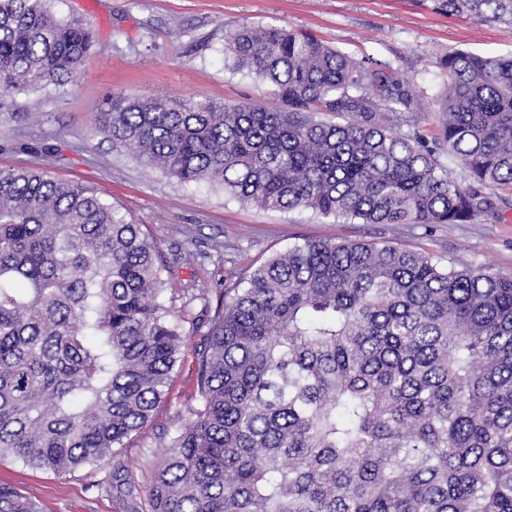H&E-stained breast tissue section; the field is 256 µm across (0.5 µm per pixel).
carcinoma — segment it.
<instances>
[{
  "instance_id": "carcinoma-1",
  "label": "carcinoma",
  "mask_w": 512,
  "mask_h": 512,
  "mask_svg": "<svg viewBox=\"0 0 512 512\" xmlns=\"http://www.w3.org/2000/svg\"><path fill=\"white\" fill-rule=\"evenodd\" d=\"M429 3L512 33V0ZM90 42L48 0H0V94L73 81ZM224 44L280 108L114 98L99 129L148 168L265 210L473 224L508 203L512 55L439 59L430 142L402 131L423 93L399 65L276 25L230 28ZM164 272L103 193L0 170V456L66 474L147 425L187 341ZM221 306L198 353L201 408L154 471L153 512H512V274L306 240Z\"/></svg>"
}]
</instances>
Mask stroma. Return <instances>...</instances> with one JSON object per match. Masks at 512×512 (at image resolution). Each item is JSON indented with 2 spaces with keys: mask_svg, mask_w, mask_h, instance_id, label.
<instances>
[{
  "mask_svg": "<svg viewBox=\"0 0 512 512\" xmlns=\"http://www.w3.org/2000/svg\"><path fill=\"white\" fill-rule=\"evenodd\" d=\"M59 19H78L93 46L74 85L14 93L0 112V170L39 168L105 194L157 242L170 265L164 300L189 338L151 421L103 461L64 475L0 457V512H152L157 462L199 407L197 353L206 310L273 254L306 240L387 241L445 260L512 273V206L475 224H361L313 211H271L207 182L181 183L145 168L98 128L115 96L191 97L278 104L270 85L233 70L229 25H278L315 33L336 49L407 69L423 92L414 118L435 136L440 57L457 50L512 54V35L493 24L433 12L421 0H50ZM132 484L120 497L116 480Z\"/></svg>",
  "mask_w": 512,
  "mask_h": 512,
  "instance_id": "obj_1",
  "label": "stroma"
}]
</instances>
